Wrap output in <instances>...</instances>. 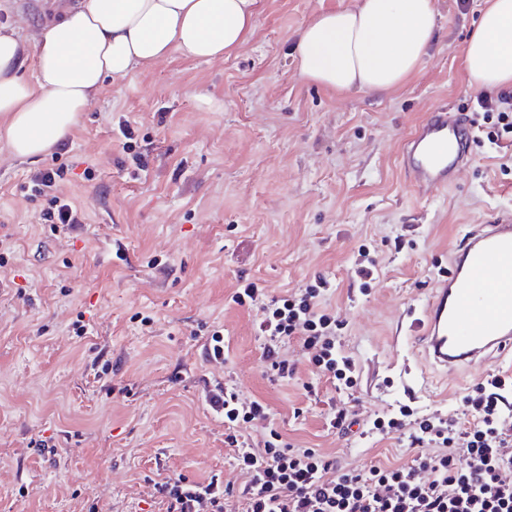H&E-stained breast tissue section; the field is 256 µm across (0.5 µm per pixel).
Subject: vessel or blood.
Returning <instances> with one entry per match:
<instances>
[{
    "label": "vessel or blood",
    "instance_id": "1",
    "mask_svg": "<svg viewBox=\"0 0 512 512\" xmlns=\"http://www.w3.org/2000/svg\"><path fill=\"white\" fill-rule=\"evenodd\" d=\"M472 159L466 112L434 108L406 143L402 162L419 193L451 186ZM427 365L443 374L512 354V212L497 213L453 251L450 269L411 324Z\"/></svg>",
    "mask_w": 512,
    "mask_h": 512
}]
</instances>
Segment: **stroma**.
I'll return each mask as SVG.
<instances>
[{
  "mask_svg": "<svg viewBox=\"0 0 512 512\" xmlns=\"http://www.w3.org/2000/svg\"><path fill=\"white\" fill-rule=\"evenodd\" d=\"M83 0H0V26L32 51L45 27ZM441 36L402 87L337 94L303 82L299 26L350 0H259L246 42L205 61L175 51L106 79L65 143L13 156L0 133V512H165L164 478L247 480L204 400L210 382L268 405L266 428L351 469L409 463L403 436L328 428L330 402L369 420L401 405L460 416L486 369L445 377L422 367L406 330L448 273L473 225L512 210V139L473 145L448 189L417 193L402 167L414 129L437 106L478 109L463 58L486 0H435ZM67 165L58 187L82 221L43 223L22 196L31 172ZM377 253L371 288L354 274ZM325 278L324 306L359 374L336 393L281 348L297 373L262 358L258 307L230 296L245 281L267 299ZM224 333V360L202 346Z\"/></svg>",
  "mask_w": 512,
  "mask_h": 512,
  "instance_id": "stroma-1",
  "label": "stroma"
}]
</instances>
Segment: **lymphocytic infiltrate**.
<instances>
[{
    "label": "lymphocytic infiltrate",
    "instance_id": "1",
    "mask_svg": "<svg viewBox=\"0 0 512 512\" xmlns=\"http://www.w3.org/2000/svg\"><path fill=\"white\" fill-rule=\"evenodd\" d=\"M65 166L30 176L28 188L45 198L42 218L48 224H76L80 217L55 194ZM327 288L323 279L263 305L258 329L265 338L263 358L281 378L295 373L281 354L283 345L299 340L310 366L337 390L355 386L354 367L336 346V319L322 305ZM505 378L477 384L463 399L457 420L426 417L408 427L409 409L398 416L376 418L373 428L384 434L408 430L410 447L435 444L434 454L415 457L397 467L373 465L348 469L333 457L311 448H294L278 434L255 443L239 433L240 423L264 421L266 405L224 384L208 389L206 401L224 415L225 441L248 479L241 490L217 481L181 479L156 483L154 494L166 512H224L230 499L241 512H512V414L500 392Z\"/></svg>",
    "mask_w": 512,
    "mask_h": 512
}]
</instances>
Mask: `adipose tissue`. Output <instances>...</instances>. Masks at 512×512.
<instances>
[{
    "label": "adipose tissue",
    "mask_w": 512,
    "mask_h": 512,
    "mask_svg": "<svg viewBox=\"0 0 512 512\" xmlns=\"http://www.w3.org/2000/svg\"><path fill=\"white\" fill-rule=\"evenodd\" d=\"M258 0H85L43 30L35 77L19 70L23 48L0 27V117L9 151L50 153L106 78L148 68L171 51L213 60L238 49ZM434 0H353L304 22L296 34L300 79L338 93L382 95L405 83L435 41ZM478 89L512 86V0H489L465 48Z\"/></svg>",
    "instance_id": "1"
}]
</instances>
